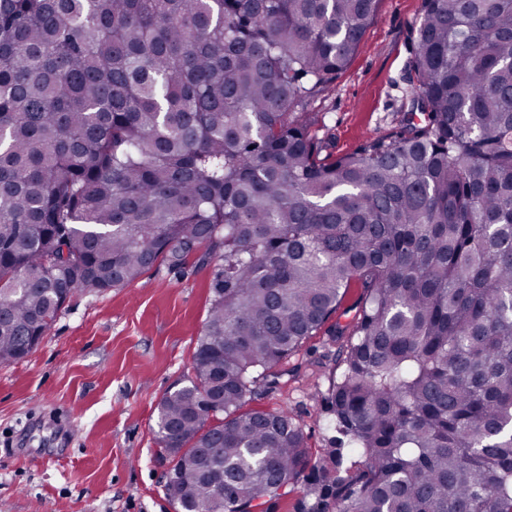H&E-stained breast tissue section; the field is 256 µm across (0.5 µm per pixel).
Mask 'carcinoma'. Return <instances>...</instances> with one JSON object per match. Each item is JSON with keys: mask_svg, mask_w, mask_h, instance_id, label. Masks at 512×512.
Segmentation results:
<instances>
[{"mask_svg": "<svg viewBox=\"0 0 512 512\" xmlns=\"http://www.w3.org/2000/svg\"><path fill=\"white\" fill-rule=\"evenodd\" d=\"M378 2L0 0V363L73 296L208 248L193 377L158 405L182 512L299 480L300 425L245 404L321 331L351 337L328 401L362 461L310 493L512 512V0H424L407 119L336 155L307 107Z\"/></svg>", "mask_w": 512, "mask_h": 512, "instance_id": "obj_1", "label": "carcinoma"}]
</instances>
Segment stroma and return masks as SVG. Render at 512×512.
<instances>
[{
	"instance_id": "obj_1",
	"label": "stroma",
	"mask_w": 512,
	"mask_h": 512,
	"mask_svg": "<svg viewBox=\"0 0 512 512\" xmlns=\"http://www.w3.org/2000/svg\"><path fill=\"white\" fill-rule=\"evenodd\" d=\"M422 0H379L348 67L310 111L336 154L398 131L406 67ZM216 259L157 263L130 284L66 303L41 343L0 363V512H178L166 490L173 459L156 439L157 406L192 375L212 299ZM342 340L320 334L277 366L251 409L287 410L311 464L325 463L337 432L328 388L343 367ZM304 472L271 512H337L309 496Z\"/></svg>"
}]
</instances>
